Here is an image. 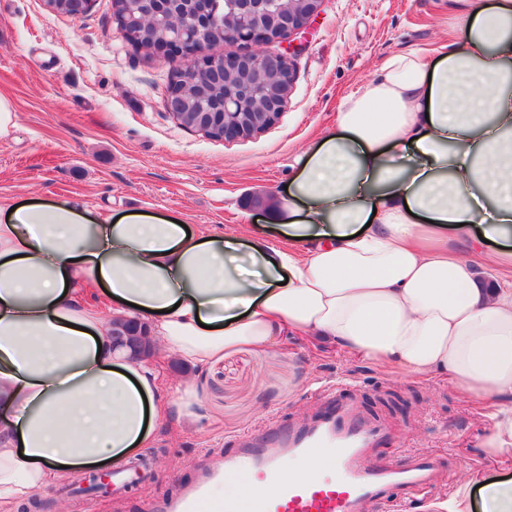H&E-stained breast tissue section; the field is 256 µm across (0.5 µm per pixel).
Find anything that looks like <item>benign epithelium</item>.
I'll return each instance as SVG.
<instances>
[{"label": "benign epithelium", "instance_id": "7a95c632", "mask_svg": "<svg viewBox=\"0 0 512 512\" xmlns=\"http://www.w3.org/2000/svg\"><path fill=\"white\" fill-rule=\"evenodd\" d=\"M322 0H224L221 12L209 0L191 16L176 18L173 0H140L133 14L121 10L119 29L133 38L142 18L166 24L167 36L153 45V57L183 55L191 70L224 77V109L220 116L206 106L197 112V130L224 124V141L236 142L258 136L273 126L293 89L295 69L288 52L268 53L261 46L291 43L318 17ZM251 45L253 49L215 56L212 45Z\"/></svg>", "mask_w": 512, "mask_h": 512}]
</instances>
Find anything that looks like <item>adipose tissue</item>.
<instances>
[{
    "label": "adipose tissue",
    "mask_w": 512,
    "mask_h": 512,
    "mask_svg": "<svg viewBox=\"0 0 512 512\" xmlns=\"http://www.w3.org/2000/svg\"><path fill=\"white\" fill-rule=\"evenodd\" d=\"M459 29L461 47L388 58L297 156L266 209L280 244L69 200L0 210V512L120 463L166 419L156 375L113 347L116 319L198 370L302 336L450 374L492 401L482 456L512 462V280L476 272L512 270V0H478ZM271 491L240 475L215 500L252 512Z\"/></svg>",
    "instance_id": "1"
}]
</instances>
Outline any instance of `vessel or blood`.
<instances>
[{"instance_id": "b4317fda", "label": "vessel or blood", "mask_w": 512, "mask_h": 512, "mask_svg": "<svg viewBox=\"0 0 512 512\" xmlns=\"http://www.w3.org/2000/svg\"><path fill=\"white\" fill-rule=\"evenodd\" d=\"M387 432L366 420L350 406L339 405L318 425L259 442L242 439L238 448L225 453L224 466L180 496L163 501L157 512H202L210 482L244 470L257 480L275 483V491L257 501L253 512H366L367 505L381 504L391 488L428 491L433 485L435 463L420 457L404 466L372 460L368 451L385 443ZM327 450L340 477L335 481H296L276 484L280 459Z\"/></svg>"}]
</instances>
